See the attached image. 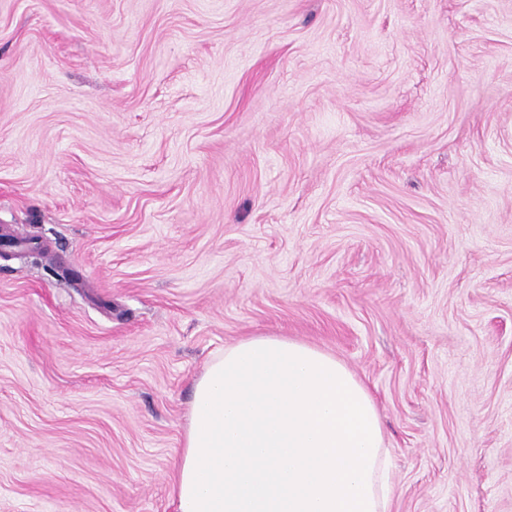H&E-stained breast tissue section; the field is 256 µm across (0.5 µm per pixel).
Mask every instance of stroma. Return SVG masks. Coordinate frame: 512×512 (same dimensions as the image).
<instances>
[{
    "mask_svg": "<svg viewBox=\"0 0 512 512\" xmlns=\"http://www.w3.org/2000/svg\"><path fill=\"white\" fill-rule=\"evenodd\" d=\"M0 512H176L249 336L372 394L390 512H512V0H0Z\"/></svg>",
    "mask_w": 512,
    "mask_h": 512,
    "instance_id": "1",
    "label": "stroma"
}]
</instances>
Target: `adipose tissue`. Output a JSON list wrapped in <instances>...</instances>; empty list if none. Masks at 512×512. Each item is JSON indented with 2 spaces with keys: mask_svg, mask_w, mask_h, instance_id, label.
Here are the masks:
<instances>
[{
  "mask_svg": "<svg viewBox=\"0 0 512 512\" xmlns=\"http://www.w3.org/2000/svg\"><path fill=\"white\" fill-rule=\"evenodd\" d=\"M390 492L375 402L331 353L252 336L194 381L176 512H388Z\"/></svg>",
  "mask_w": 512,
  "mask_h": 512,
  "instance_id": "obj_1",
  "label": "adipose tissue"
}]
</instances>
